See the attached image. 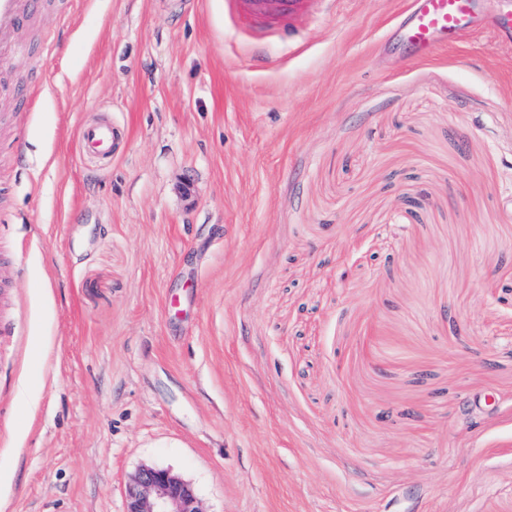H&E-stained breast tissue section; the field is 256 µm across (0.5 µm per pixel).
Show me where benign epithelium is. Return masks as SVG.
<instances>
[{
  "label": "benign epithelium",
  "instance_id": "benign-epithelium-1",
  "mask_svg": "<svg viewBox=\"0 0 512 512\" xmlns=\"http://www.w3.org/2000/svg\"><path fill=\"white\" fill-rule=\"evenodd\" d=\"M125 512H203L193 487L171 470L140 469L127 488Z\"/></svg>",
  "mask_w": 512,
  "mask_h": 512
}]
</instances>
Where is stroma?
I'll list each match as a JSON object with an SVG mask.
<instances>
[{
  "mask_svg": "<svg viewBox=\"0 0 512 512\" xmlns=\"http://www.w3.org/2000/svg\"><path fill=\"white\" fill-rule=\"evenodd\" d=\"M408 0H63L0 67V512H512V46ZM52 53H45V44ZM111 120L109 164L81 125ZM240 17L253 22L255 27L274 25L284 36L297 34L293 20L308 8L310 0H229ZM482 0H411L394 27L423 54L440 44H453L469 33L495 36L512 31V10L488 14ZM124 512H204L193 487L171 470L140 469L130 480Z\"/></svg>",
  "mask_w": 512,
  "mask_h": 512,
  "instance_id": "stroma-1",
  "label": "stroma"
}]
</instances>
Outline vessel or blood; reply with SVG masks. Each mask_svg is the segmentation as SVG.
I'll use <instances>...</instances> for the list:
<instances>
[{
  "instance_id": "1",
  "label": "vessel or blood",
  "mask_w": 512,
  "mask_h": 512,
  "mask_svg": "<svg viewBox=\"0 0 512 512\" xmlns=\"http://www.w3.org/2000/svg\"><path fill=\"white\" fill-rule=\"evenodd\" d=\"M240 17L255 26L273 25L284 36L295 35V16L308 8L309 0H230ZM41 0H0V66L23 56L27 46L20 32L42 11ZM402 37L421 52L440 44H453L469 33L487 31L501 35L512 31V10L484 12L481 0H411L396 22ZM117 140L110 122L85 125L80 142L86 157L109 162Z\"/></svg>"
}]
</instances>
